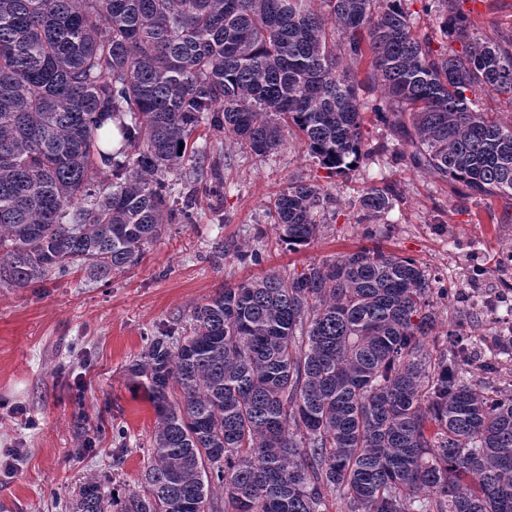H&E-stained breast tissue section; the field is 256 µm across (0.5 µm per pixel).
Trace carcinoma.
I'll return each mask as SVG.
<instances>
[{"instance_id": "cac0c4a2", "label": "carcinoma", "mask_w": 512, "mask_h": 512, "mask_svg": "<svg viewBox=\"0 0 512 512\" xmlns=\"http://www.w3.org/2000/svg\"><path fill=\"white\" fill-rule=\"evenodd\" d=\"M405 2L0 0V285L104 279L190 223L199 196L224 195L218 158L177 196L168 180L204 120L260 157L294 130L347 175L388 149L363 141L369 110L397 159L464 198H511L512 121L467 93L512 101V37L472 33L463 0H426L462 45L439 54ZM338 29L380 98L341 66ZM394 199L370 189L363 219ZM336 203L295 181L270 216L296 251ZM224 255L262 258L232 240ZM432 292L424 268L377 247L224 286L189 335L148 338L129 367L156 414L142 489L116 498L89 477L65 512H512V389L484 387L512 373V336L476 349L466 310L435 332Z\"/></svg>"}]
</instances>
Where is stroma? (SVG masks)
<instances>
[{
    "label": "stroma",
    "instance_id": "stroma-1",
    "mask_svg": "<svg viewBox=\"0 0 512 512\" xmlns=\"http://www.w3.org/2000/svg\"><path fill=\"white\" fill-rule=\"evenodd\" d=\"M464 0L472 30L494 38L512 32V0ZM197 148H219L224 203L200 199L190 224H170L141 258L94 282L83 272L38 286H0V463L9 449L21 457L0 471V512H59L56 501L75 496L91 475L106 476L118 495L139 490L155 425V411L135 389L128 366L145 337L179 325L195 305L227 284L269 271L287 275L308 265L377 247L417 261L437 288L477 289L512 300V199L459 201L438 175L376 154L346 176L329 174L298 135L262 158L231 138L216 141L208 124L191 137ZM320 185L337 199L320 215L321 229L297 251L280 242L267 217L270 202L294 181ZM393 186L399 199L381 220L360 222L359 199ZM233 240L259 249L261 264L216 253ZM83 392L84 405L74 395ZM124 428L127 451L112 464L113 437L91 451L78 447L99 420Z\"/></svg>",
    "mask_w": 512,
    "mask_h": 512
}]
</instances>
